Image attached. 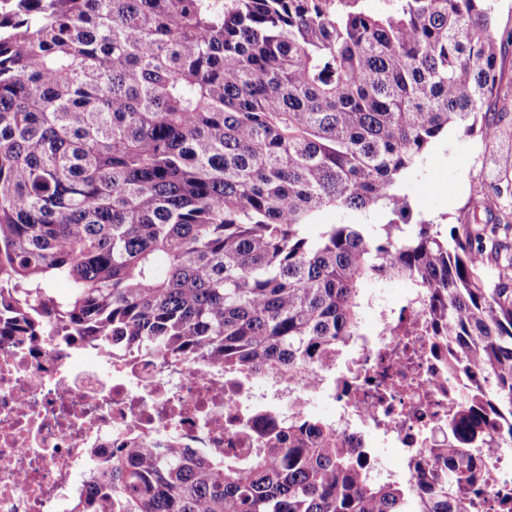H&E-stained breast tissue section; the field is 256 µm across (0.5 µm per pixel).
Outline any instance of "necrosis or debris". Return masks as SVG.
I'll return each instance as SVG.
<instances>
[{"mask_svg":"<svg viewBox=\"0 0 512 512\" xmlns=\"http://www.w3.org/2000/svg\"><path fill=\"white\" fill-rule=\"evenodd\" d=\"M423 306L409 294L372 301L374 324L332 373L302 379L277 373L249 378L237 395L224 391V369L131 355L116 360L102 340L79 343L56 329L0 334V512H72L88 472L106 468L135 439L177 448L251 447L253 436L287 424L317 398L334 400L331 423L348 438L377 433L397 450L392 467L368 459L370 480L437 484L448 477L442 450L473 460L471 493L478 512H500L512 492V437L482 434L469 447L448 425L465 413L468 376L448 367L427 336L405 339Z\"/></svg>","mask_w":512,"mask_h":512,"instance_id":"necrosis-or-debris-1","label":"necrosis or debris"}]
</instances>
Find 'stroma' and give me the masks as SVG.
Returning a JSON list of instances; mask_svg holds the SVG:
<instances>
[{
  "label": "stroma",
  "mask_w": 512,
  "mask_h": 512,
  "mask_svg": "<svg viewBox=\"0 0 512 512\" xmlns=\"http://www.w3.org/2000/svg\"><path fill=\"white\" fill-rule=\"evenodd\" d=\"M497 69L501 82L488 116L498 120L499 136L485 140L449 129L404 181L410 223L437 224L446 234L473 212L512 205L511 199L496 197L492 191L495 181L512 180L511 43L500 46Z\"/></svg>",
  "instance_id": "obj_1"
}]
</instances>
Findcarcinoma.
Instances as JSON below:
<instances>
[{
	"instance_id": "carcinoma-1",
	"label": "carcinoma",
	"mask_w": 512,
	"mask_h": 512,
	"mask_svg": "<svg viewBox=\"0 0 512 512\" xmlns=\"http://www.w3.org/2000/svg\"><path fill=\"white\" fill-rule=\"evenodd\" d=\"M497 52L488 0H0L6 317L292 378L344 361L368 284L399 279L424 301L413 333L471 372L454 432L512 418V286L476 259L506 248L497 225L310 231L328 207L401 215L405 176L448 129L496 138ZM475 507L369 480L299 411L241 453L139 442L75 512Z\"/></svg>"
}]
</instances>
